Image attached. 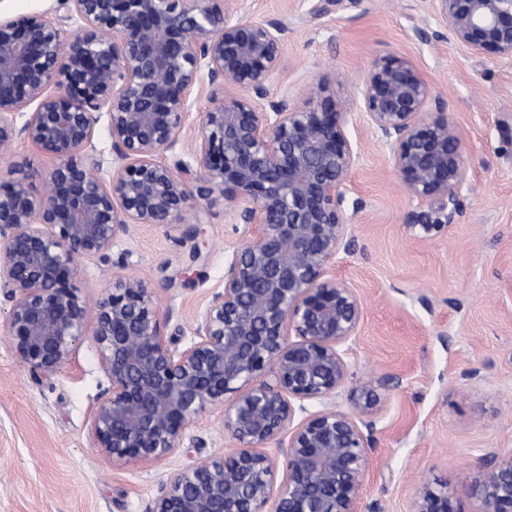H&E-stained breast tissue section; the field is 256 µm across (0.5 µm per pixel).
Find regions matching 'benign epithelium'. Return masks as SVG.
I'll use <instances>...</instances> for the list:
<instances>
[{
  "label": "benign epithelium",
  "instance_id": "benign-epithelium-1",
  "mask_svg": "<svg viewBox=\"0 0 512 512\" xmlns=\"http://www.w3.org/2000/svg\"><path fill=\"white\" fill-rule=\"evenodd\" d=\"M50 11L0 16V160L19 141L50 161L46 190L0 185V297L11 346L36 379L73 363L86 336L108 387L91 413L94 448L113 464L181 454L207 414L231 448L169 473L145 512H359L374 419L386 399L353 388L343 347L363 302L332 268L347 247L351 174L359 153L330 81L297 104L269 95L284 65L282 20L239 16L238 0H60ZM438 41L512 57V0H429ZM245 95L187 119L208 88ZM373 134L418 201L419 240L459 209L465 150L448 102L401 58L374 63L360 89ZM105 130L108 148L96 141ZM224 201L243 239L192 322L161 310L114 243L136 226L183 224L208 245L187 203ZM84 261L112 264L93 301L73 280ZM322 408L307 412L305 403ZM275 445L277 451L267 448ZM474 512H512V452L477 461ZM410 512H456L448 490L421 487Z\"/></svg>",
  "mask_w": 512,
  "mask_h": 512
}]
</instances>
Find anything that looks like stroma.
I'll return each instance as SVG.
<instances>
[{"mask_svg": "<svg viewBox=\"0 0 512 512\" xmlns=\"http://www.w3.org/2000/svg\"><path fill=\"white\" fill-rule=\"evenodd\" d=\"M241 2L248 20L288 23L285 66L270 77V94L288 88L300 100L325 77L351 112L359 161L348 198L359 208L332 272L364 307L347 345L348 384L371 383L388 397L372 432L366 512H410L424 485L447 487L457 512H473L478 458L512 451V58L430 39L427 0H345L314 19L315 0ZM391 57L410 61L447 101L466 151L461 206L426 243L405 226L417 202L356 93L373 63ZM48 167L23 141L0 162L38 194ZM201 218L209 241L201 258L181 243L177 224L136 228L112 248L113 261H127L186 329L240 245L223 203ZM107 386L91 339L71 367L37 381L0 333V512H143L171 471L227 448L218 417L206 416L190 432L203 447L186 445L154 466L112 465L90 431Z\"/></svg>", "mask_w": 512, "mask_h": 512, "instance_id": "obj_1", "label": "stroma"}]
</instances>
